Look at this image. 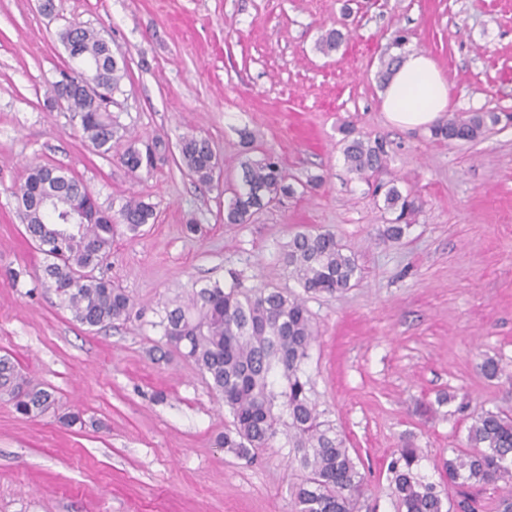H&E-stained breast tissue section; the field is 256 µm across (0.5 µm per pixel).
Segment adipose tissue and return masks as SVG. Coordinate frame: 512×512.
<instances>
[{
	"label": "adipose tissue",
	"instance_id": "ef3b65f1",
	"mask_svg": "<svg viewBox=\"0 0 512 512\" xmlns=\"http://www.w3.org/2000/svg\"><path fill=\"white\" fill-rule=\"evenodd\" d=\"M448 102L447 82L432 59L417 51L401 56L382 94L384 112L407 129L436 125Z\"/></svg>",
	"mask_w": 512,
	"mask_h": 512
}]
</instances>
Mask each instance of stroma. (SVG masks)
I'll return each instance as SVG.
<instances>
[{
  "label": "stroma",
  "instance_id": "stroma-1",
  "mask_svg": "<svg viewBox=\"0 0 512 512\" xmlns=\"http://www.w3.org/2000/svg\"><path fill=\"white\" fill-rule=\"evenodd\" d=\"M0 0V356L53 391L56 412L27 419L0 399V512H291L301 473L283 439L240 459L221 396L168 348L165 307L217 281L297 292L281 253L298 231L333 232L361 277L304 301L317 339L305 375L325 420L365 473L370 512H396L394 448L422 471L467 445L480 409L512 413V0ZM99 30L128 70L107 110L111 155L92 152L50 88L70 61L71 23ZM344 40L319 51L321 34ZM448 83V115L499 113L473 142L392 124L377 79L396 37ZM384 141L383 181L418 205L401 240L371 184L343 165L347 129ZM254 141L244 145L243 133ZM208 137L221 177L177 165L179 138ZM162 140L153 169L130 172L131 143ZM278 158L293 184L320 176L246 224L224 221L242 165ZM65 167L102 209L155 207L139 236L117 226L101 268L133 301L103 328L77 323L43 285L44 254L12 191L30 163ZM201 230L190 234L188 220ZM499 360L503 376L478 369ZM81 420L68 424L69 414Z\"/></svg>",
  "mask_w": 512,
  "mask_h": 512
}]
</instances>
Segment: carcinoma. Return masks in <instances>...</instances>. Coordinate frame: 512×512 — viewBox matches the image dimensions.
Segmentation results:
<instances>
[{"label":"carcinoma","mask_w":512,"mask_h":512,"mask_svg":"<svg viewBox=\"0 0 512 512\" xmlns=\"http://www.w3.org/2000/svg\"><path fill=\"white\" fill-rule=\"evenodd\" d=\"M71 46L76 66L60 72L72 82H95L108 93L118 90L125 66L112 58L100 33L80 23L61 33ZM344 35L327 30L319 41L324 53L336 50ZM106 99L92 100L83 93L70 96L68 105L79 120L82 136L100 155L112 152L115 136L112 115L103 109ZM495 112L451 116L432 129L437 140L474 141L490 125L499 122ZM162 142L145 150L128 147L120 156L135 172L154 164ZM179 165L203 185L214 181L219 159L205 137L185 135L178 143ZM344 164L348 174L367 179L386 166L382 141L366 136L345 140ZM296 194L279 162L266 157L244 165V184L234 190L224 223L245 224L264 208ZM21 223L30 239L46 255L44 282L55 289L74 319L89 328L104 327L129 314L132 301L112 282L94 275L112 249V214L101 209L81 181L61 167L32 163L26 178L14 192ZM410 194L391 186L383 209L396 214L388 234L398 239V221L413 211ZM156 220L154 206L130 198L118 212V223L132 233ZM283 266L306 294L343 291L357 278L354 257L332 232L295 233L283 252ZM167 344L192 360L224 398L232 415L233 430L224 433L220 445L246 460L268 448L280 435L292 448L303 476L296 485L293 512H363L365 477L361 463L352 457L340 432L321 419L312 401L304 365L315 340L303 299L267 286L226 289L215 282L193 293L162 319ZM14 402L28 418H38L55 408L53 392L35 384L8 356H0V398ZM467 448H453L441 459L440 469L451 483L478 486L504 482L510 487L496 505V512H512V416L499 409L476 413L468 430ZM424 455L410 444L396 449L387 468V479L396 499L397 512H469L471 505H452L440 485L422 474Z\"/></svg>","instance_id":"cac0c4a2"}]
</instances>
